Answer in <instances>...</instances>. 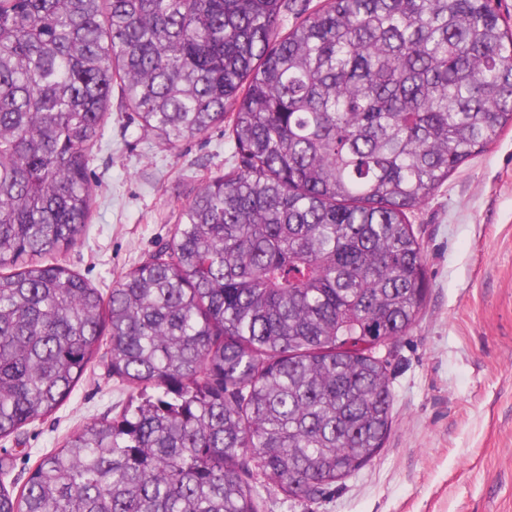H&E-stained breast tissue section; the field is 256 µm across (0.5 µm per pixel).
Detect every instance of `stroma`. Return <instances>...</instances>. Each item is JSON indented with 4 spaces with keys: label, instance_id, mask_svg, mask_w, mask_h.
<instances>
[{
    "label": "stroma",
    "instance_id": "stroma-1",
    "mask_svg": "<svg viewBox=\"0 0 512 512\" xmlns=\"http://www.w3.org/2000/svg\"><path fill=\"white\" fill-rule=\"evenodd\" d=\"M223 126L168 145L113 100L85 234L65 264L109 292L168 243L203 181L234 163ZM429 288L410 332L381 349L392 426L371 463L309 503L279 492L264 512H512V128L451 173L411 218ZM128 391L92 364L52 415L0 440L8 481L93 419L121 411Z\"/></svg>",
    "mask_w": 512,
    "mask_h": 512
}]
</instances>
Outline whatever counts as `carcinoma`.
<instances>
[{
  "mask_svg": "<svg viewBox=\"0 0 512 512\" xmlns=\"http://www.w3.org/2000/svg\"><path fill=\"white\" fill-rule=\"evenodd\" d=\"M0 0V438L92 362L137 405L42 456L0 512L315 502L391 426L376 348L429 287L410 215L512 126L492 0ZM168 143L239 159L108 295L54 261L85 231L112 92Z\"/></svg>",
  "mask_w": 512,
  "mask_h": 512,
  "instance_id": "obj_1",
  "label": "carcinoma"
}]
</instances>
